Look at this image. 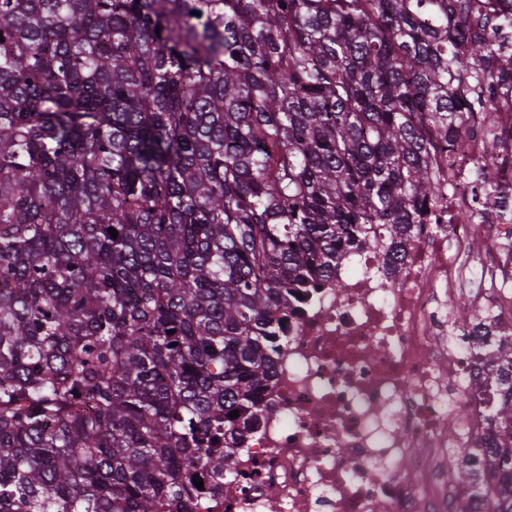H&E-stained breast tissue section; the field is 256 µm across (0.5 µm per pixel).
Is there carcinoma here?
<instances>
[{
  "label": "carcinoma",
  "instance_id": "1",
  "mask_svg": "<svg viewBox=\"0 0 512 512\" xmlns=\"http://www.w3.org/2000/svg\"><path fill=\"white\" fill-rule=\"evenodd\" d=\"M0 36V512L224 495L288 300L512 91V0H0ZM485 362L454 512H512V338Z\"/></svg>",
  "mask_w": 512,
  "mask_h": 512
}]
</instances>
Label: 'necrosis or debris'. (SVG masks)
<instances>
[{"label": "necrosis or debris", "instance_id": "necrosis-or-debris-1", "mask_svg": "<svg viewBox=\"0 0 512 512\" xmlns=\"http://www.w3.org/2000/svg\"><path fill=\"white\" fill-rule=\"evenodd\" d=\"M509 157L512 96L496 104L491 130L474 126L439 164L437 202L400 246L399 275L377 263L389 241L373 224L336 286L298 302L259 425L232 455L223 497L201 498L196 512H448L449 464L490 431L473 400L484 341L512 334V219L476 176L502 165L498 191L512 205ZM461 208L472 223H457ZM465 284L478 319L462 329L448 300Z\"/></svg>", "mask_w": 512, "mask_h": 512}]
</instances>
